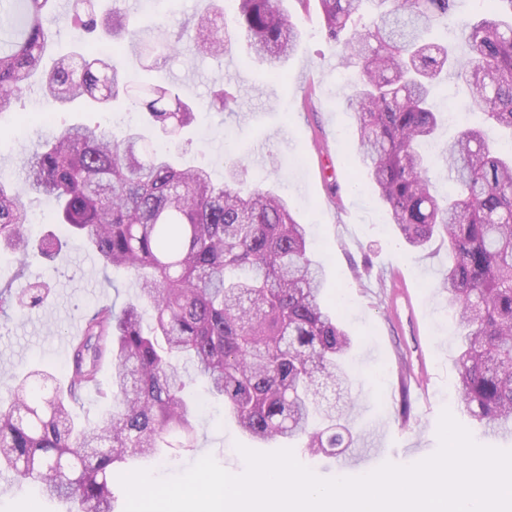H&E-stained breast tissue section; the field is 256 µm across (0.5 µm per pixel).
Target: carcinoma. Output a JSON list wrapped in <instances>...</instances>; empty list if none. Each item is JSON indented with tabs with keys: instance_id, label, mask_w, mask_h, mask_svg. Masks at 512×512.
I'll return each instance as SVG.
<instances>
[{
	"instance_id": "1",
	"label": "carcinoma",
	"mask_w": 512,
	"mask_h": 512,
	"mask_svg": "<svg viewBox=\"0 0 512 512\" xmlns=\"http://www.w3.org/2000/svg\"><path fill=\"white\" fill-rule=\"evenodd\" d=\"M458 2L318 0L325 39L358 74L346 106L390 223L413 249L437 238L448 248L435 288L448 294L457 319L458 402L488 431L509 433L512 149L500 152L487 130L512 133V0H492L487 16L463 25L464 53L453 65L448 39L434 31L455 19ZM55 10L56 0L0 4V114L36 77L48 112L129 97L127 66L103 57L98 31L130 64L184 51L221 54L242 40L263 74L279 80L301 37L282 0H234L233 28L224 12L206 9L176 33L163 21L142 25L116 7L98 12L94 0H71L78 50L42 71L52 40L44 18ZM450 66L482 124L448 148V193L439 195L420 147L440 126L434 99ZM132 103L144 126L171 140L194 121L192 106L163 79L142 85ZM144 140L141 132L119 139L72 125L53 130L23 161L28 187L56 200L57 223L103 268H123L138 285V303L84 315L66 388L36 368L0 403V473L80 512H114V465L191 447L199 402L188 388L196 379L256 443L299 441L332 454L354 443L343 409L318 399L320 384L349 389L352 339L323 299V270L288 201L249 182L243 157L219 183ZM27 220L0 179V245L26 248ZM105 359L112 375L100 395L109 409L78 424L71 408L100 386Z\"/></svg>"
}]
</instances>
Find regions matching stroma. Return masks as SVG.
<instances>
[{
    "label": "stroma",
    "mask_w": 512,
    "mask_h": 512,
    "mask_svg": "<svg viewBox=\"0 0 512 512\" xmlns=\"http://www.w3.org/2000/svg\"><path fill=\"white\" fill-rule=\"evenodd\" d=\"M284 6L296 18L302 38L284 64L283 81H266L239 42L218 57L175 55L162 62L161 74L170 81L184 74L192 77L179 86L198 114L197 124L182 138L184 163L207 167L222 180L228 176L230 158L243 155L249 162V181L287 196L297 219L309 227L312 255L324 268L326 299L355 340L348 358L353 378L349 420L359 443H366L371 432H382V449L355 468L349 466L345 452L312 456L298 448L296 459L326 479L360 476L387 462L414 464L437 450L438 421L445 409L468 426L478 444L512 449L511 437L483 433L457 402V324L447 294L435 289L448 269V252L438 241L426 251H412L389 224L370 189L352 134L354 116L345 103L354 68L343 66L336 46L326 42L314 0L304 6L298 0H284ZM217 81L237 93L238 103L232 109L210 108V90ZM467 98L466 87L453 80L441 96L448 120L438 135L431 169L441 192L448 189L445 152L470 120ZM41 103L40 86L32 84L13 114L0 117V173L11 177L13 190L26 204L31 240L54 234L67 238L68 244L51 260L35 250L22 259L0 248V289L16 290L31 283L46 294L45 302L35 307L0 308V401L5 403L14 392L13 375L37 367L51 371L58 386H66V343L82 333L83 313L102 302L123 307L137 291L131 276L102 269L81 239L68 237L56 222L52 199L29 192L22 161L48 128L21 121L20 116ZM53 121L98 124L119 135L141 125L139 110L124 102L105 111L59 112ZM396 272L420 301L419 337L426 340L435 367L426 412L420 411L415 390L398 378V361L406 357L415 337L386 316L390 279ZM247 443L236 424L225 417L223 404L208 399L198 420L195 447L170 448L160 458L136 460L130 467L166 479L210 455L239 475L246 469L239 449ZM0 512H66V506L44 499L34 488H18L10 475L0 474Z\"/></svg>",
    "instance_id": "stroma-1"
}]
</instances>
